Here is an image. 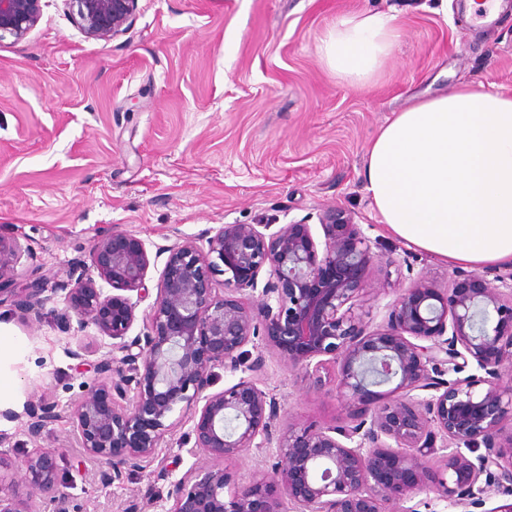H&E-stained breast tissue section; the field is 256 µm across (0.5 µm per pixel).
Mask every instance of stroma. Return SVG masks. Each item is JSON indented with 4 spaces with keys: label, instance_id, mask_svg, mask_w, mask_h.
I'll return each mask as SVG.
<instances>
[{
    "label": "stroma",
    "instance_id": "1",
    "mask_svg": "<svg viewBox=\"0 0 512 512\" xmlns=\"http://www.w3.org/2000/svg\"><path fill=\"white\" fill-rule=\"evenodd\" d=\"M131 28L109 40L78 28L70 0H43L36 26L20 41H0V234L29 246L19 278L52 288L72 262L111 227L141 239L151 256L149 289L166 262L158 248L195 239L224 224H310L334 205L351 213L378 262L362 312L386 321L401 289L426 276L447 287L457 270L391 236L365 190L366 149L394 112L468 86L512 95V0L492 25L466 18L459 0H139ZM393 15L401 32L391 60L371 85L352 86L321 59L319 38L341 17ZM0 336L28 352L5 364L15 388L9 409L23 412L43 396L58 418L31 438L20 421L0 419V485L55 512L23 479L29 451L55 452L70 494L69 512H168L169 482L209 466L185 436L190 417L165 434L154 457L101 483L104 463L84 455L71 407L88 375L68 351L83 344L89 361L109 356L111 341L94 326L63 329L56 313L27 319L0 304ZM260 366L248 372L272 396V436L292 422L344 425L349 411L336 392V370L322 388L289 369L255 338ZM271 448L226 461L231 482L272 473Z\"/></svg>",
    "mask_w": 512,
    "mask_h": 512
}]
</instances>
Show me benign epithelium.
Here are the masks:
<instances>
[{
    "instance_id": "7a95c632",
    "label": "benign epithelium",
    "mask_w": 512,
    "mask_h": 512,
    "mask_svg": "<svg viewBox=\"0 0 512 512\" xmlns=\"http://www.w3.org/2000/svg\"><path fill=\"white\" fill-rule=\"evenodd\" d=\"M42 2L0 0V41L23 39ZM72 2L81 30L108 40L128 31L139 0ZM319 225L320 242L305 223L273 232L267 224H224L206 237L205 250L194 239L159 249L168 257L143 335L130 331L149 296L150 260L145 243L116 226L94 242L90 262L74 263L51 290L40 278L15 288L25 248L0 235V302L14 299L38 321L63 291L60 322L68 327L74 317L112 340V356L89 364L93 378L71 410L81 448L109 466L107 482L153 455L188 412L193 447L213 461L268 447L276 405L265 391L244 378L209 391L214 369L239 370L258 332L316 388L326 364L337 366L350 424L290 422L272 477L231 488L222 468L190 471L171 482L168 512H385L386 504L423 491L454 506H481L482 479L512 498V385L502 376L512 367V293L487 280L475 287L457 279L441 289L420 277L395 299L386 324L371 330L356 306L378 255L347 212L329 207ZM219 266L222 292L212 278ZM264 272L262 297L251 306L240 294L259 288ZM471 367L474 373L458 377ZM447 372L457 378L445 379ZM392 382L367 400L369 387ZM131 390V405L115 401ZM56 407L45 397L28 404L30 437L41 435ZM438 447L448 449L440 469L430 464ZM24 470L31 492L68 512L67 482L52 452L33 449ZM0 512L33 510L0 487Z\"/></svg>"
}]
</instances>
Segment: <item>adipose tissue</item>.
Here are the masks:
<instances>
[{"label":"adipose tissue","instance_id":"1","mask_svg":"<svg viewBox=\"0 0 512 512\" xmlns=\"http://www.w3.org/2000/svg\"><path fill=\"white\" fill-rule=\"evenodd\" d=\"M400 38L384 13L323 32L329 71L369 84ZM364 183L388 232L452 266L512 263V95L462 87L395 113L369 143Z\"/></svg>","mask_w":512,"mask_h":512}]
</instances>
